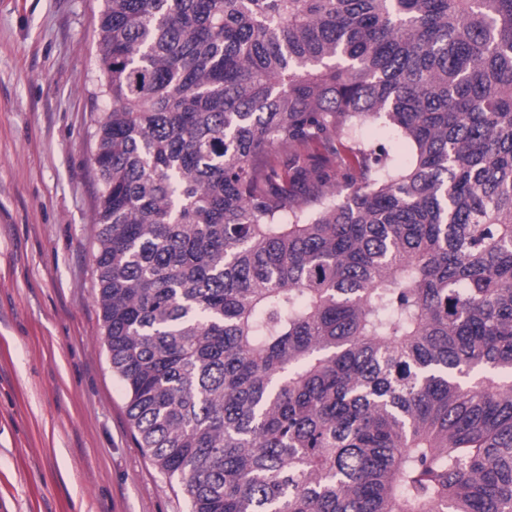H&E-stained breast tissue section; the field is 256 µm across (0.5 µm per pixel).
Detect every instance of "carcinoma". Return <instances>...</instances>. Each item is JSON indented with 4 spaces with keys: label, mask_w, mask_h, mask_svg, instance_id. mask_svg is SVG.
Masks as SVG:
<instances>
[{
    "label": "carcinoma",
    "mask_w": 512,
    "mask_h": 512,
    "mask_svg": "<svg viewBox=\"0 0 512 512\" xmlns=\"http://www.w3.org/2000/svg\"><path fill=\"white\" fill-rule=\"evenodd\" d=\"M104 344L190 512H512V0H103ZM383 119L398 169L341 133Z\"/></svg>",
    "instance_id": "obj_1"
}]
</instances>
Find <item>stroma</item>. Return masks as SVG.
Segmentation results:
<instances>
[{
    "label": "stroma",
    "mask_w": 512,
    "mask_h": 512,
    "mask_svg": "<svg viewBox=\"0 0 512 512\" xmlns=\"http://www.w3.org/2000/svg\"><path fill=\"white\" fill-rule=\"evenodd\" d=\"M102 0H0V512H190L144 454L95 293Z\"/></svg>",
    "instance_id": "1"
}]
</instances>
